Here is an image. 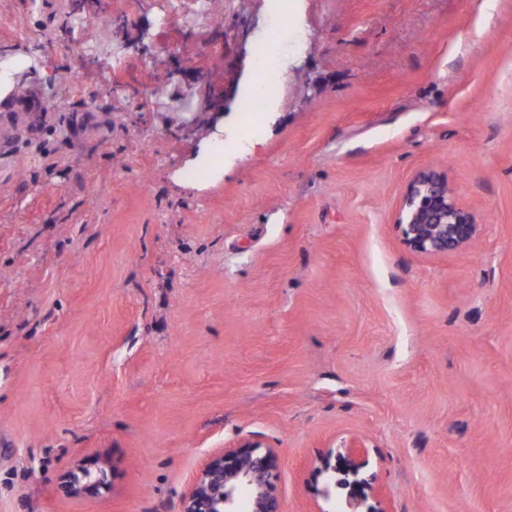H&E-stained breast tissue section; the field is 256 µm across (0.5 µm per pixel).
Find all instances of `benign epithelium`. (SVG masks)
Wrapping results in <instances>:
<instances>
[{"label": "benign epithelium", "mask_w": 512, "mask_h": 512, "mask_svg": "<svg viewBox=\"0 0 512 512\" xmlns=\"http://www.w3.org/2000/svg\"><path fill=\"white\" fill-rule=\"evenodd\" d=\"M396 223L409 250L430 256L456 254L479 232L475 213L461 203L446 180L425 170L408 183ZM332 456L333 451H328L320 470L327 499L336 489ZM277 468V456L270 448L250 441L228 448L204 463L182 496L181 512H239L243 488L250 493V512H280L274 486ZM101 485V475L79 467L63 478L59 490L70 497H89L97 495Z\"/></svg>", "instance_id": "7a95c632"}]
</instances>
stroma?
I'll list each match as a JSON object with an SVG mask.
<instances>
[{"instance_id": "1", "label": "stroma", "mask_w": 512, "mask_h": 512, "mask_svg": "<svg viewBox=\"0 0 512 512\" xmlns=\"http://www.w3.org/2000/svg\"><path fill=\"white\" fill-rule=\"evenodd\" d=\"M278 3L209 0L168 41L155 0H87L140 53L73 43L71 0H0V512H179L245 441L282 512H344L353 447L364 512H512V0ZM275 27L280 91L244 111ZM187 60L240 73L217 121L137 92ZM31 92L35 123L9 111ZM422 170L477 215L460 253L402 242ZM78 465L97 496L59 491Z\"/></svg>"}]
</instances>
